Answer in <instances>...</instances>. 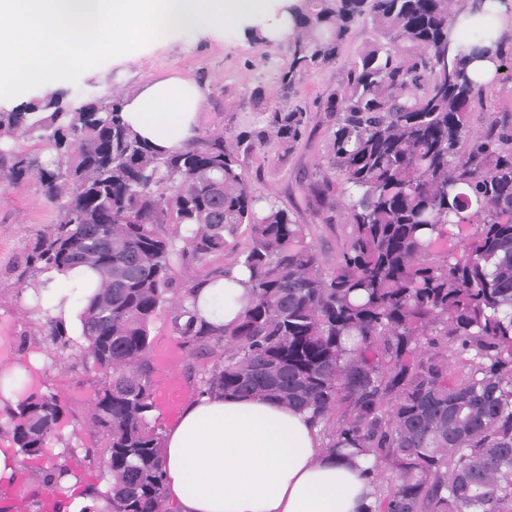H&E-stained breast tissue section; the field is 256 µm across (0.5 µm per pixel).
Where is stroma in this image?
I'll return each instance as SVG.
<instances>
[{
	"instance_id": "obj_1",
	"label": "stroma",
	"mask_w": 512,
	"mask_h": 512,
	"mask_svg": "<svg viewBox=\"0 0 512 512\" xmlns=\"http://www.w3.org/2000/svg\"><path fill=\"white\" fill-rule=\"evenodd\" d=\"M291 53L287 39L257 43L243 28L225 31L223 38L207 39L194 33L172 36L166 45H144L134 58L120 64L105 62L85 71L77 82H62L70 98L101 99L114 94L128 97L156 77L185 76L207 91L199 134L216 128L232 132L255 122L261 110L252 98L254 88L276 96L281 71L288 68ZM343 78L342 65L303 74L298 99L313 112L312 134L286 160L261 149L246 158L257 196L271 197L309 225L324 267H331L343 235L342 225L330 222L329 211L317 198L305 197L298 179L313 172L327 150L328 133L318 105L335 91ZM57 212L46 202L35 183L0 187V356L22 359L36 380V393L53 392L65 414L58 432L76 448H103L104 437L81 429L79 420L93 398L89 375L57 376L50 368L60 347L47 334L42 321L26 312V287L17 280L26 246L36 229L55 223Z\"/></svg>"
}]
</instances>
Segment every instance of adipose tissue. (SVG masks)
<instances>
[{
  "label": "adipose tissue",
  "mask_w": 512,
  "mask_h": 512,
  "mask_svg": "<svg viewBox=\"0 0 512 512\" xmlns=\"http://www.w3.org/2000/svg\"><path fill=\"white\" fill-rule=\"evenodd\" d=\"M204 91L194 81L144 83L122 117L158 150H182L195 134ZM85 268L49 270L28 288L40 317L69 326L76 295H92ZM243 284L221 279L200 291L197 308L214 323L234 321L247 304ZM308 413L261 398L196 395L163 441L169 512H364L375 501L361 464L323 451Z\"/></svg>",
  "instance_id": "obj_1"
}]
</instances>
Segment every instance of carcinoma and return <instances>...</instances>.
Returning <instances> with one entry per match:
<instances>
[{
	"label": "carcinoma",
	"instance_id": "carcinoma-1",
	"mask_svg": "<svg viewBox=\"0 0 512 512\" xmlns=\"http://www.w3.org/2000/svg\"><path fill=\"white\" fill-rule=\"evenodd\" d=\"M460 0H295L285 95L300 76L342 57L354 30L372 37L323 104L322 190L341 197L347 228L324 268L309 227L255 195L241 156L286 159L310 112L265 102L263 124L209 132L184 150L156 151L123 121L117 99L63 91L0 112V185L36 181L58 211L35 231L18 279L85 267L96 289L79 314L83 343L50 368H93L82 425L110 451L83 461L109 476L105 512H167L163 434L150 328L166 307L199 376L196 392L273 399L306 410L324 451L360 459L372 512H512V118L470 106L488 98L469 66L512 53L456 27ZM468 230L459 253H434L442 227ZM229 267L204 276L233 245ZM248 275L236 321L200 318L198 292ZM466 372L454 378L450 357ZM64 411L52 394L0 410L23 457L42 458L36 488L78 464L45 453Z\"/></svg>",
	"mask_w": 512,
	"mask_h": 512
}]
</instances>
